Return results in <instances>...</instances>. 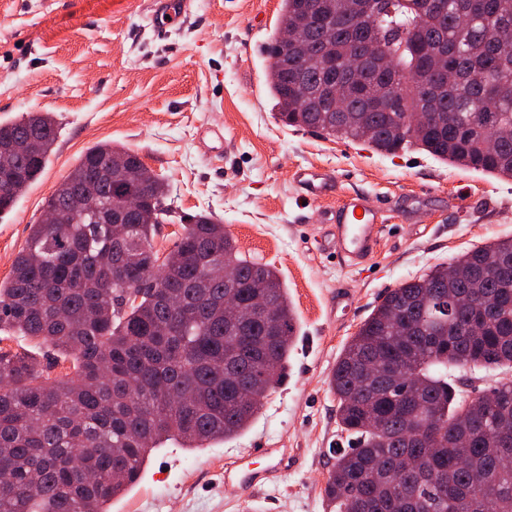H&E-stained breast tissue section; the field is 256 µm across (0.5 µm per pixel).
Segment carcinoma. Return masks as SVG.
<instances>
[{"label":"carcinoma","instance_id":"1","mask_svg":"<svg viewBox=\"0 0 512 512\" xmlns=\"http://www.w3.org/2000/svg\"><path fill=\"white\" fill-rule=\"evenodd\" d=\"M421 12L393 0L378 13L346 0H281L279 23L319 16L336 26L332 42L304 26L308 54L288 52L308 82L336 68V92L351 113L328 103L309 108L285 72L270 66L269 94L288 126L348 141L365 140L380 154L417 146L434 158L512 178V56L498 50L512 34V0H437ZM471 14L466 29L456 15ZM377 40L397 54L387 76L403 111L438 92L436 116L404 133L391 113L370 111L345 60ZM410 43H443L460 81L441 89L439 75ZM57 138L50 112H23L0 123V145L19 144L15 177L0 194V216L41 175ZM166 179L137 154L110 142L87 149L54 188L46 206L57 224H32L9 276L0 280V332L39 340L73 362L74 374L52 381L41 364L0 347V512H109L107 505L139 478L150 451L169 437L187 448L245 430L262 400L281 384L295 343V314L278 270L242 257L223 220L200 214L163 261L153 239L168 221ZM131 198L154 210L147 224L112 223V206ZM512 254V238L458 255L469 274L458 291L495 309H457L440 294L448 265L402 281L362 323L334 368L330 392L341 430L355 447L341 453L324 488L332 512H512V380L486 389L473 426L458 438L448 423L467 396L448 382L451 369H512V273L490 259ZM236 271L235 295L247 304L264 295L278 331L257 317L239 329L224 323V266ZM439 424L430 444L410 442L423 421Z\"/></svg>","mask_w":512,"mask_h":512}]
</instances>
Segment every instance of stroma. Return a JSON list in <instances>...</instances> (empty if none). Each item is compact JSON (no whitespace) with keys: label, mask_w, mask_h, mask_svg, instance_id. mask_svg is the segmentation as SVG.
<instances>
[{"label":"stroma","mask_w":512,"mask_h":512,"mask_svg":"<svg viewBox=\"0 0 512 512\" xmlns=\"http://www.w3.org/2000/svg\"><path fill=\"white\" fill-rule=\"evenodd\" d=\"M281 0H195L169 39L155 36L151 0H0V122L53 113L59 137L39 179L0 216V279L26 245L46 198L100 142L134 150L167 177L173 215L154 238L171 250L200 213L221 217L241 256L277 268L296 316L283 382L248 429L205 448L171 438L152 449L111 512H327L336 449L348 446L329 378L351 336L403 280L498 238L512 237V179L463 169L409 147L382 155L279 120L261 47ZM332 173L336 191L305 203L296 169ZM380 201L387 222L364 266L340 263L328 216L345 197ZM352 300L336 303L337 294ZM71 376L34 339L0 341ZM288 456L286 473L248 491L218 471L256 443Z\"/></svg>","instance_id":"1"}]
</instances>
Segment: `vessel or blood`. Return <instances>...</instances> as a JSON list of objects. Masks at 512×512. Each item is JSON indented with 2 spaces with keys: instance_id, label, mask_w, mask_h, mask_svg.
I'll list each match as a JSON object with an SVG mask.
<instances>
[{
  "instance_id": "obj_1",
  "label": "vessel or blood",
  "mask_w": 512,
  "mask_h": 512,
  "mask_svg": "<svg viewBox=\"0 0 512 512\" xmlns=\"http://www.w3.org/2000/svg\"><path fill=\"white\" fill-rule=\"evenodd\" d=\"M188 0H158L154 14L157 32L167 33L188 11ZM301 185L306 200L318 202L328 198L334 191L335 181L320 168L298 169L294 174ZM384 211L373 201L359 196L342 202L332 219V236L337 256L348 265H356L370 258L377 247L380 230L385 224ZM251 456L268 459V468L262 470L244 469L233 465L224 470V485L228 488L245 489L266 482L273 473L285 467L284 458L277 449L256 446Z\"/></svg>"
}]
</instances>
